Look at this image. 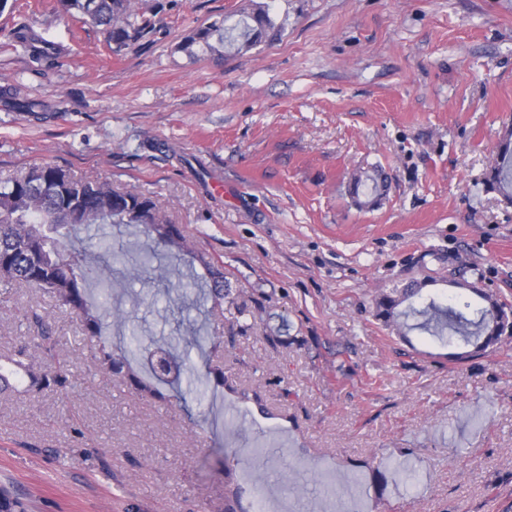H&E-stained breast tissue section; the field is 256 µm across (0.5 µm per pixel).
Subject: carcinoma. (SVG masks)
<instances>
[{"instance_id":"carcinoma-1","label":"carcinoma","mask_w":512,"mask_h":512,"mask_svg":"<svg viewBox=\"0 0 512 512\" xmlns=\"http://www.w3.org/2000/svg\"><path fill=\"white\" fill-rule=\"evenodd\" d=\"M65 10L81 22L97 28L108 47L119 52L152 32L149 11L142 9L138 0H59ZM282 32L265 6L259 5L233 25L215 20L199 27L179 46L189 57L201 54L222 55L225 48L250 49L269 36ZM36 34L18 29L11 33V46L39 59L35 49ZM490 181L512 203V148L504 146L500 160L490 171ZM370 195L380 191L378 178L364 174L354 178L352 193L360 190ZM137 224L158 244L176 248L190 256V263L198 262L204 273L187 276L176 269L168 278L167 287L182 291L202 289L210 285L212 312L230 311L227 333L245 336L257 321L263 320L270 296L259 293L239 298L224 285V271L214 267L189 244L181 228L171 224L162 215L153 200L134 192H120L112 185L95 179H77L57 165H33L0 179V282L23 283L47 295L80 317L84 335L98 339L90 348L91 357L109 376L128 378L138 387L143 384L131 371L127 355L116 354L103 342L104 329L112 325L121 327L127 318L115 314V320L106 321L101 311L112 303V294L98 299L97 305L87 301L86 290L90 281L108 282L114 269L99 262L87 261L86 252L66 244L82 240L81 233L92 225ZM438 265L435 273L440 280L454 283L461 271L449 257L431 254ZM426 283L411 280L401 288L381 293L376 299L373 316L376 320L406 339L407 333L419 329L448 344L465 348L457 354L459 360L479 352L497 349L512 339V305L492 293L476 286L471 292L479 301L467 296H456L443 301L433 296L422 298ZM422 318L415 325L409 318ZM38 335L31 344L22 346L16 354L0 365V392L12 388L10 376L19 375L26 388L39 392L64 393L71 385L67 365L58 358L61 346L53 335L45 317L31 311L27 317ZM140 350L139 360L150 375L161 383H180L186 369L188 355L176 352L164 339H151L148 343L135 339ZM0 512H31L28 500L9 484L0 485Z\"/></svg>"}]
</instances>
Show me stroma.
Wrapping results in <instances>:
<instances>
[{"mask_svg": "<svg viewBox=\"0 0 512 512\" xmlns=\"http://www.w3.org/2000/svg\"><path fill=\"white\" fill-rule=\"evenodd\" d=\"M145 2L156 33L118 55L55 0L0 14V173L48 163L152 197L233 288L270 294L298 343L195 345L218 318L168 289L185 256L165 249L146 284L130 271L142 227L93 230L127 253L113 306L142 341L188 352L207 399L137 394L91 359L76 315L0 287V356L26 343L33 304L72 372L63 396L0 394V484L34 512H224L234 492L245 512H505L512 342L455 362L371 306L435 252L512 302V204L489 180L512 129V0H264L280 36L196 60L178 43L249 0ZM22 25L61 54L5 47ZM373 169L387 192L358 208L349 178Z\"/></svg>", "mask_w": 512, "mask_h": 512, "instance_id": "obj_1", "label": "stroma"}]
</instances>
